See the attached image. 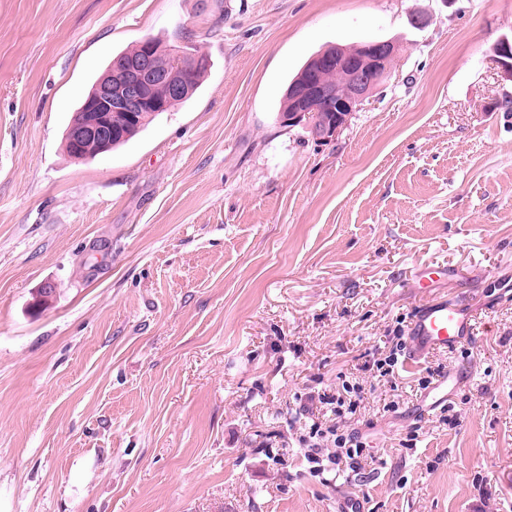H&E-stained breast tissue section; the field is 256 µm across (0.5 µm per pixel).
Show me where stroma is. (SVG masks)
I'll return each instance as SVG.
<instances>
[{"label":"stroma","instance_id":"obj_1","mask_svg":"<svg viewBox=\"0 0 512 512\" xmlns=\"http://www.w3.org/2000/svg\"><path fill=\"white\" fill-rule=\"evenodd\" d=\"M148 37L206 54L201 87L69 157ZM505 37L512 0H0V512H512ZM363 41L398 53L336 139L281 124L306 60ZM428 264L459 274L415 287ZM431 300L471 335L398 352L344 425L371 467L311 472V395ZM437 367L455 428L418 386Z\"/></svg>","mask_w":512,"mask_h":512}]
</instances>
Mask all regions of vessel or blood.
<instances>
[{"label":"vessel or blood","instance_id":"vessel-or-blood-1","mask_svg":"<svg viewBox=\"0 0 512 512\" xmlns=\"http://www.w3.org/2000/svg\"><path fill=\"white\" fill-rule=\"evenodd\" d=\"M456 269L446 266L421 269L418 285L430 288L442 281H452ZM467 317L456 305L445 301H434L421 306L409 328V347L412 355L429 350L448 349L457 346L469 334Z\"/></svg>","mask_w":512,"mask_h":512}]
</instances>
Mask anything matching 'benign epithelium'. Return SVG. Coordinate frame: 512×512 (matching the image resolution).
I'll return each instance as SVG.
<instances>
[{
  "label": "benign epithelium",
  "instance_id": "1",
  "mask_svg": "<svg viewBox=\"0 0 512 512\" xmlns=\"http://www.w3.org/2000/svg\"><path fill=\"white\" fill-rule=\"evenodd\" d=\"M142 55L138 64L123 72L118 86L112 85V72L105 73L95 84L90 96L72 118L67 129V138L72 144V156L83 160V145L87 141L98 142L103 149L112 148V139L118 129L112 126V114L119 112L130 121L135 113L159 107V102L150 96L152 86L167 81V74L156 66V58L163 46L153 38L141 42ZM397 53V46L388 41L367 44L365 55L354 60L343 47H336L333 54L312 57L309 69L336 65L345 83L342 86L330 82L315 83L311 80L292 83L288 87L291 111L280 115L281 122L293 127L306 125L319 142H330L347 126L352 114L370 99L375 88L390 70ZM334 104V116L325 117V105Z\"/></svg>",
  "mask_w": 512,
  "mask_h": 512
}]
</instances>
